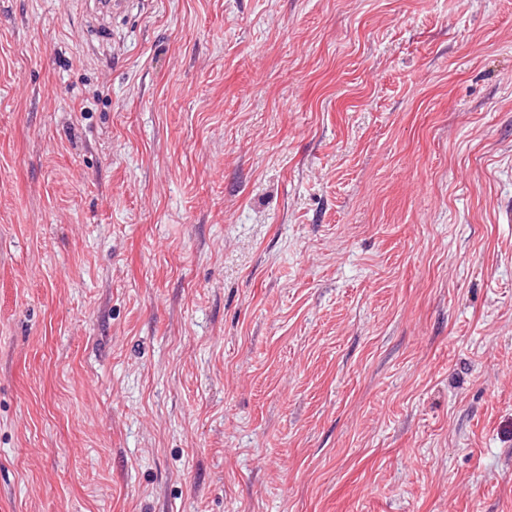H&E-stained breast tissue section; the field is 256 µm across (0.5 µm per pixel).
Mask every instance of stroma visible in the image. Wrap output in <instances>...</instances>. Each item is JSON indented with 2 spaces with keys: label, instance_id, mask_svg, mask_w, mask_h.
<instances>
[{
  "label": "stroma",
  "instance_id": "stroma-1",
  "mask_svg": "<svg viewBox=\"0 0 512 512\" xmlns=\"http://www.w3.org/2000/svg\"><path fill=\"white\" fill-rule=\"evenodd\" d=\"M0 0V512H512V0Z\"/></svg>",
  "mask_w": 512,
  "mask_h": 512
}]
</instances>
